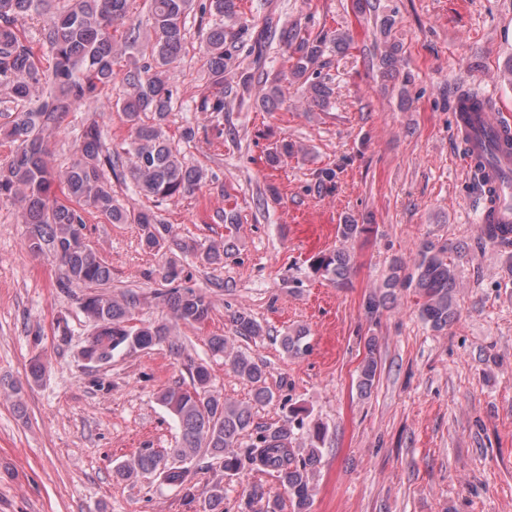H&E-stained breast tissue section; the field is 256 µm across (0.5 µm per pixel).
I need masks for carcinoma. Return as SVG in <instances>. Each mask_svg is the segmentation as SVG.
Here are the masks:
<instances>
[{
	"mask_svg": "<svg viewBox=\"0 0 512 512\" xmlns=\"http://www.w3.org/2000/svg\"><path fill=\"white\" fill-rule=\"evenodd\" d=\"M47 0H0V91L14 104L9 122L0 131L14 146L12 154L0 163V201L19 198L26 204L22 223L28 225V249L36 254L51 253L64 269L57 287L67 292L74 284L93 289L81 299V308L95 332L83 346L81 357L103 367L117 356L129 355L154 346L166 345L171 353H182L183 344L175 329L178 325H201L209 318L211 301L206 294L176 285L182 269L169 260L160 271L169 288L158 297L169 307L173 321L138 324L135 309L138 296L129 292L112 297L99 288L112 281V270L87 244L83 214L93 212L111 224H136L141 242L156 255L175 250L192 252L207 265L221 264L235 251L228 238L207 246L178 238L172 227L162 223L149 210H129L119 205L107 173L116 180H129L136 191L161 201L193 193L207 178L206 171L184 160L180 150L166 136L165 128L174 110V90L170 70L181 57L187 37V18L194 10L210 16L204 37V55L209 81L215 92L203 96L200 112L218 116L233 100L224 92L235 78L243 89L250 76L237 74L240 65L225 48L229 35L225 21L236 18L235 0H148L150 37L142 47L140 26L129 24L120 35L111 29L130 20L131 0H70V4L44 20L42 39L49 48L43 59L26 39L18 22L46 13ZM269 37L279 38L293 49L295 78L307 85L312 100L321 106L330 103L331 89L314 65L324 53L325 40L301 33L298 27H270ZM129 61L122 82L123 99L105 98L106 89L117 76L114 69L120 57ZM285 99V89L273 80L260 96L261 107L273 108ZM461 109L479 112L490 103L479 93L462 90L457 95ZM95 101L121 112L129 128L122 152L110 150L95 120L87 123L76 150V159L65 169L53 165L47 139L59 127L63 116L82 102ZM128 167L117 169L120 155ZM482 239L500 246L512 245V224L480 225ZM370 231L368 224L338 225V235L353 240ZM459 245L436 246L424 243L418 251L414 271L400 277L401 266L393 267L384 283L385 291L368 296L366 314L373 316L386 304L398 287L414 288L422 299L421 318L435 331L448 327L456 317L454 302L457 276L451 252L462 255ZM312 270L324 279L344 284L352 271V257L341 249L321 251L311 259ZM234 333L241 338L263 335L262 326L247 312L232 314ZM210 351L224 357L232 373L251 388L246 403L229 401L213 389L206 365L190 362V386L181 383L158 392L159 403L173 417L179 430L176 446L159 451L142 448L121 466L123 479L152 475L180 487L185 496L193 495L188 485L191 462L204 453L220 464L224 476L233 477L244 469L274 477L287 499L267 495L260 485L248 491L249 504L256 512H311L314 477L323 457L326 427L310 419L303 406L292 407L283 419L267 425H254L253 409L273 400L266 385L262 365L237 349L227 336H211ZM283 352L292 357L308 353L307 331L299 329L280 338ZM380 373L377 344L366 342L358 387L368 393ZM250 437L241 448L243 436ZM205 512H225L223 479L213 481L204 499Z\"/></svg>",
	"mask_w": 512,
	"mask_h": 512,
	"instance_id": "1",
	"label": "carcinoma"
}]
</instances>
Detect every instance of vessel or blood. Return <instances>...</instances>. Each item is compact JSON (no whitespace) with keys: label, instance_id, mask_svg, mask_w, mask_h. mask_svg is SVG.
Returning <instances> with one entry per match:
<instances>
[{"label":"vessel or blood","instance_id":"b4317fda","mask_svg":"<svg viewBox=\"0 0 512 512\" xmlns=\"http://www.w3.org/2000/svg\"><path fill=\"white\" fill-rule=\"evenodd\" d=\"M455 134L466 140L468 167H482L485 187L494 188L496 199L487 204L484 221L495 224L512 222V184L503 174L512 168V125L490 112L469 115L455 121Z\"/></svg>","mask_w":512,"mask_h":512}]
</instances>
